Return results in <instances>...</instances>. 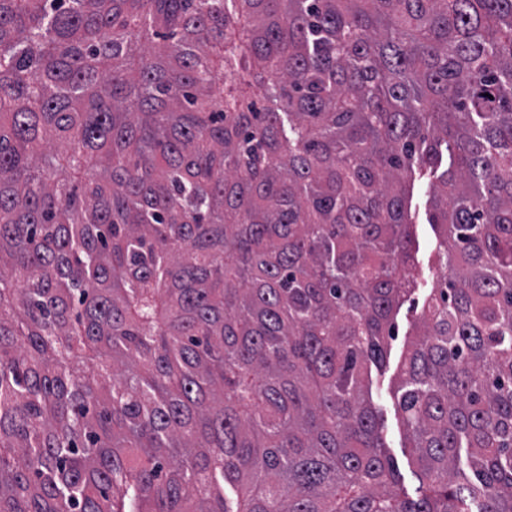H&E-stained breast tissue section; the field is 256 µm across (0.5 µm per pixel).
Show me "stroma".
<instances>
[{
    "mask_svg": "<svg viewBox=\"0 0 512 512\" xmlns=\"http://www.w3.org/2000/svg\"><path fill=\"white\" fill-rule=\"evenodd\" d=\"M431 193L429 179L416 181L410 202L413 219V255L420 271L415 292L395 316V334L389 342L387 363L383 370L372 371L369 397L381 424L386 452L392 459L408 497H416L420 481L418 469L407 446L405 429L397 405L404 358L420 323L422 307L431 288L443 277L436 255L437 232L430 222Z\"/></svg>",
    "mask_w": 512,
    "mask_h": 512,
    "instance_id": "1",
    "label": "stroma"
}]
</instances>
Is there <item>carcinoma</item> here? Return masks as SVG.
Here are the masks:
<instances>
[{
	"instance_id": "obj_1",
	"label": "carcinoma",
	"mask_w": 512,
	"mask_h": 512,
	"mask_svg": "<svg viewBox=\"0 0 512 512\" xmlns=\"http://www.w3.org/2000/svg\"><path fill=\"white\" fill-rule=\"evenodd\" d=\"M0 512H512V0H0ZM413 219V255L420 271L415 292L405 301L395 316V336L389 341L387 363L382 371L372 369L369 397L378 412L386 452L401 476L406 495L416 498L420 481L410 448H407L405 429L397 405L396 392L401 368L430 288L445 274L437 259V232L430 221L431 193L429 177L416 180L410 202Z\"/></svg>"
}]
</instances>
